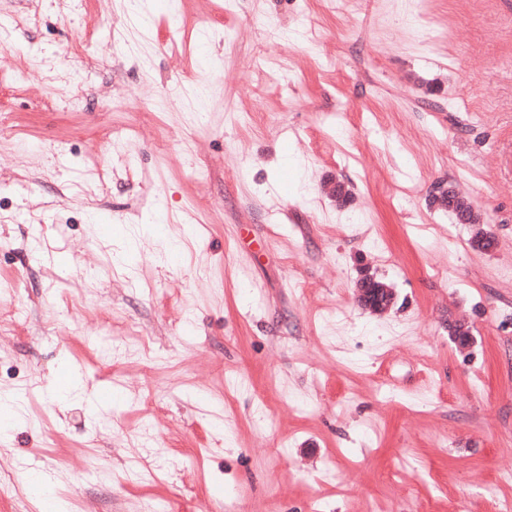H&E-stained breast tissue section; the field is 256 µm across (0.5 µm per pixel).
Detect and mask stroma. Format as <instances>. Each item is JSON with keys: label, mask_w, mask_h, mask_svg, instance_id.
<instances>
[{"label": "stroma", "mask_w": 512, "mask_h": 512, "mask_svg": "<svg viewBox=\"0 0 512 512\" xmlns=\"http://www.w3.org/2000/svg\"><path fill=\"white\" fill-rule=\"evenodd\" d=\"M0 391V512H501L512 0H0Z\"/></svg>", "instance_id": "1"}]
</instances>
